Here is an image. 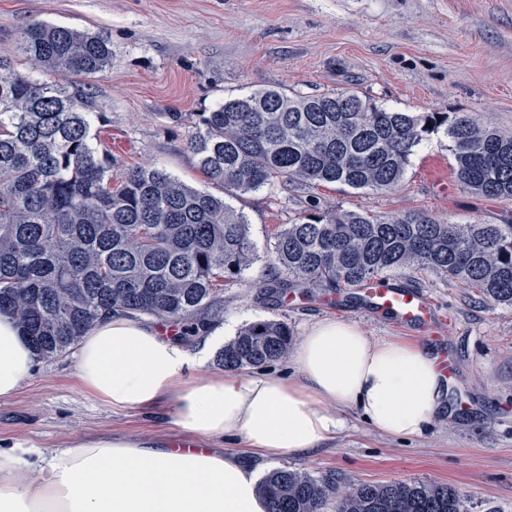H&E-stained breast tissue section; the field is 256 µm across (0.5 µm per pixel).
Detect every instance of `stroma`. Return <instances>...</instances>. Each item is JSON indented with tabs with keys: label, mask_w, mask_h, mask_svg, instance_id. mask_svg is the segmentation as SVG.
I'll return each mask as SVG.
<instances>
[{
	"label": "stroma",
	"mask_w": 512,
	"mask_h": 512,
	"mask_svg": "<svg viewBox=\"0 0 512 512\" xmlns=\"http://www.w3.org/2000/svg\"><path fill=\"white\" fill-rule=\"evenodd\" d=\"M99 33L109 65L85 80L107 123L101 139L117 161L114 175L157 167L190 187L210 183L186 146L198 115L258 89L319 95L346 88L400 112H466L512 133V0H0V50L18 52L32 21ZM182 113L172 122L170 113ZM446 134L416 147L402 180L387 191L339 184L265 187L232 199L250 224L257 262L224 288L226 336L266 318L302 336L325 318L356 323L372 340L403 339L448 352L460 411L420 436L376 432L357 410L321 448L262 462L342 487L411 481L457 487L468 512H512V307L496 304L455 280L415 269L395 272L428 294L442 319L439 336L399 327L357 308L328 306L291 294L275 303L263 285L276 234L303 217L352 210L386 218L418 211L451 224H501L512 198H491L458 184ZM76 352L40 360L9 400L0 401V440L19 444L31 464L96 437L164 441L181 430L174 407L115 412L82 394Z\"/></svg>",
	"instance_id": "obj_1"
}]
</instances>
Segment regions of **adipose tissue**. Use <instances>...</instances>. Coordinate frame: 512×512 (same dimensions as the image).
I'll list each match as a JSON object with an SVG mask.
<instances>
[{
    "instance_id": "ef3b65f1",
    "label": "adipose tissue",
    "mask_w": 512,
    "mask_h": 512,
    "mask_svg": "<svg viewBox=\"0 0 512 512\" xmlns=\"http://www.w3.org/2000/svg\"><path fill=\"white\" fill-rule=\"evenodd\" d=\"M222 338L189 350L159 327L122 313L82 339L79 388L116 411L173 402L181 444L98 438L41 469L0 448V512H267L251 459L320 447L360 412L376 431L413 438L444 411L447 384L431 353L408 341H374L352 322L326 319L301 336L291 374L205 370ZM37 355L18 322L0 313V400L13 397ZM238 441L224 454L215 441Z\"/></svg>"
}]
</instances>
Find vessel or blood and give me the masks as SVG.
I'll return each mask as SVG.
<instances>
[{
    "instance_id": "vessel-or-blood-1",
    "label": "vessel or blood",
    "mask_w": 512,
    "mask_h": 512,
    "mask_svg": "<svg viewBox=\"0 0 512 512\" xmlns=\"http://www.w3.org/2000/svg\"><path fill=\"white\" fill-rule=\"evenodd\" d=\"M363 309L388 316L395 324L421 331H436L439 323L429 296L415 288H405L393 279L379 276L363 290Z\"/></svg>"
}]
</instances>
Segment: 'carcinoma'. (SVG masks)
<instances>
[{"label":"carcinoma","instance_id":"obj_1","mask_svg":"<svg viewBox=\"0 0 512 512\" xmlns=\"http://www.w3.org/2000/svg\"><path fill=\"white\" fill-rule=\"evenodd\" d=\"M31 70L0 52V312L13 315L38 357L69 353L113 311L184 325L183 336L221 314L224 282L241 278L255 248L245 215L226 199L279 181L387 191L414 149L444 131L458 183L512 197V135L469 114L399 112L354 90L301 95L261 89L199 113L187 148L224 195L187 186L163 169L112 176V155L94 143L103 122L72 76L105 69L112 51L98 33L34 21L20 36ZM49 72L47 82L33 72ZM273 296L298 287L330 297L376 276L416 268L512 305V224H448L421 212L388 219L356 211L309 214L277 234ZM288 322L239 329L218 361L256 369L288 357ZM268 512H467L450 484L362 483L274 469L259 484Z\"/></svg>","mask_w":512,"mask_h":512}]
</instances>
